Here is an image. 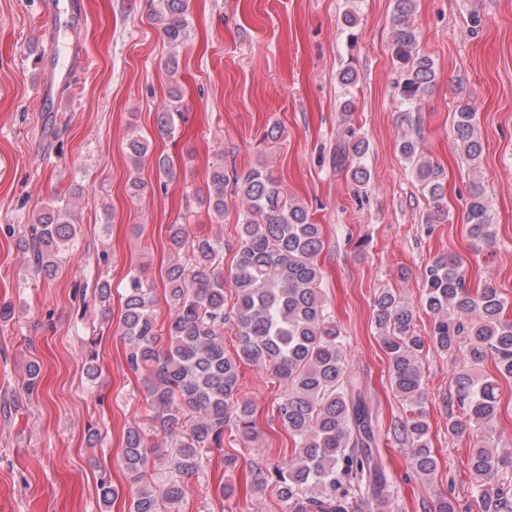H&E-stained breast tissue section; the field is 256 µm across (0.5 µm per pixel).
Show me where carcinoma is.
Listing matches in <instances>:
<instances>
[{"label":"carcinoma","instance_id":"carcinoma-1","mask_svg":"<svg viewBox=\"0 0 512 512\" xmlns=\"http://www.w3.org/2000/svg\"><path fill=\"white\" fill-rule=\"evenodd\" d=\"M160 3L163 35L178 47L189 33L187 0ZM413 5L414 0H394L390 42L391 59L400 72L398 96L407 114L419 110L437 80L433 59L418 50V32L409 21ZM181 112V95L170 93L157 115L159 130L172 132L174 116ZM476 123L475 109L460 103L454 133L475 169L483 152ZM126 150L137 167L148 146L133 135ZM399 151L429 197L423 223H444V174L423 156L420 129L401 138ZM367 153V141L351 131L336 148L334 162L351 161L352 179L364 185L370 180ZM228 185L246 204L238 215L232 297L225 294L224 241L192 238L183 224L169 227L177 260L166 273L165 327L158 325L150 283L134 274L125 288L120 336L126 365L144 376L151 427L170 438L162 452L150 444L140 425L126 430L123 466L132 491L129 512H178L186 496L185 479L198 473L204 455L216 451L224 463L235 462L234 456L224 454L225 431L236 433L245 448L259 441L254 406L240 384L243 365L265 370L284 383L276 418L294 443L287 463L256 468L255 491L273 486L289 512H349L362 498L382 508L388 482L379 462V429L348 371L344 337L322 297L321 226L311 221L305 205L288 197L263 163L241 174L235 169L226 172L222 163L212 167L205 202L220 223L227 210ZM465 221L474 241L490 244L496 238L490 201L478 181L470 191ZM76 234L77 226L69 222L65 208H41L27 247L35 271L51 275ZM423 279V306L432 317L430 334L418 333L413 309L389 290L374 299L372 319L390 362L391 386L409 406V415L400 424V440L409 447L411 467L428 477L437 460L428 445L421 352L428 345L447 354L465 349L466 362L453 377L455 402L469 424H489L499 410V383L481 375L480 367L491 359L499 376L512 380V314L497 289H470L463 262L454 253L437 255L424 268ZM226 327L235 331L237 340L232 355L224 351ZM163 335L164 348L159 345ZM467 425L448 412L453 436H465ZM157 459L165 474L159 482L149 478ZM469 466L484 479L512 468V458L495 448L475 446ZM477 488L485 512H512L508 479Z\"/></svg>","mask_w":512,"mask_h":512}]
</instances>
